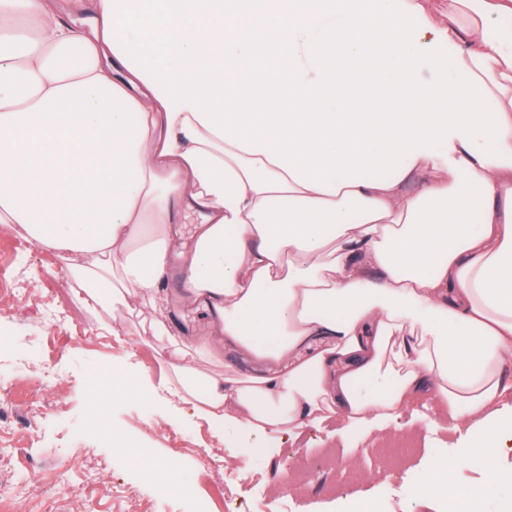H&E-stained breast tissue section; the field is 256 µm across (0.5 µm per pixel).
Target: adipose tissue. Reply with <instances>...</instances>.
Returning a JSON list of instances; mask_svg holds the SVG:
<instances>
[{"label": "adipose tissue", "instance_id": "obj_1", "mask_svg": "<svg viewBox=\"0 0 512 512\" xmlns=\"http://www.w3.org/2000/svg\"><path fill=\"white\" fill-rule=\"evenodd\" d=\"M0 0V224L149 317L215 432L423 400L512 455V0ZM196 227L181 254L177 227ZM214 321L172 327L169 258ZM234 349L274 371L202 373Z\"/></svg>", "mask_w": 512, "mask_h": 512}]
</instances>
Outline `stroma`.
<instances>
[{
    "label": "stroma",
    "instance_id": "35a3bbf8",
    "mask_svg": "<svg viewBox=\"0 0 512 512\" xmlns=\"http://www.w3.org/2000/svg\"><path fill=\"white\" fill-rule=\"evenodd\" d=\"M13 235L0 227V373H12L7 399L9 418L0 423V512H197L198 500L231 496L238 512H275L280 493H287L291 512H339L340 500L362 490L376 503L388 487L402 486L407 476L430 474L434 452L442 448L457 466L455 491L466 497L483 488L479 512H512V456L500 464L501 478L486 483L480 465L467 455L466 444L452 426L439 424L423 404L405 410L399 421L363 436L305 428L297 440L269 436L242 438L234 430L215 434L195 415L192 404L178 403L160 384L152 351L113 336L90 315L67 334L42 320L43 300L34 289L52 288L64 310L77 311L67 291L68 270L61 260L28 248L13 255ZM178 326L199 336L213 330L203 303H189L183 293L168 295ZM48 348L62 385L38 387L39 368L21 366L28 351ZM108 389L106 411L99 422L90 414L100 389ZM419 440L414 451L388 464L383 451L402 435ZM248 458V477L225 487L232 459ZM41 476L27 494L17 489L30 470ZM285 476L283 487L271 486L273 472ZM192 488L189 496L172 493L171 478ZM268 488L267 502L252 491Z\"/></svg>",
    "mask_w": 512,
    "mask_h": 512
}]
</instances>
